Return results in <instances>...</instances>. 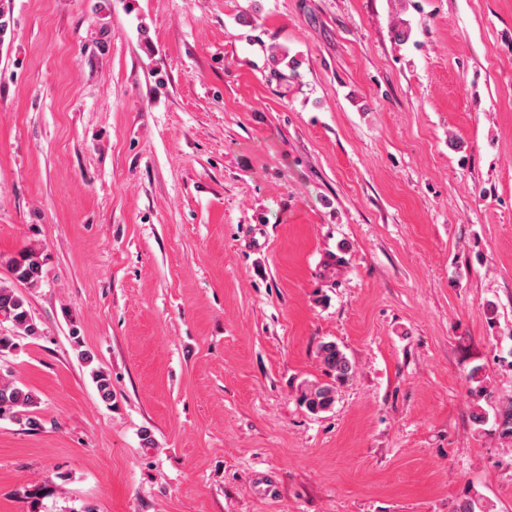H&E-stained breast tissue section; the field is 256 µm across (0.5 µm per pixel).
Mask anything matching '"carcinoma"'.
Listing matches in <instances>:
<instances>
[{"label": "carcinoma", "instance_id": "cac0c4a2", "mask_svg": "<svg viewBox=\"0 0 512 512\" xmlns=\"http://www.w3.org/2000/svg\"><path fill=\"white\" fill-rule=\"evenodd\" d=\"M13 22L12 0H0V39L4 37ZM42 253L30 249L18 258L8 261L14 279L27 288H37L43 280ZM0 319L11 323V329L0 331V358L19 348V340L41 335L33 318L25 296L16 288L0 284ZM317 357L326 368L333 381L309 382L300 387L298 400L312 414L332 409L336 402L338 386L350 381L353 367L343 350L333 341L319 345ZM93 382L100 399L112 405V378L109 373L91 370ZM39 396L22 388L12 381H0V420H10L24 424L31 429L41 426L37 410Z\"/></svg>", "mask_w": 512, "mask_h": 512}]
</instances>
